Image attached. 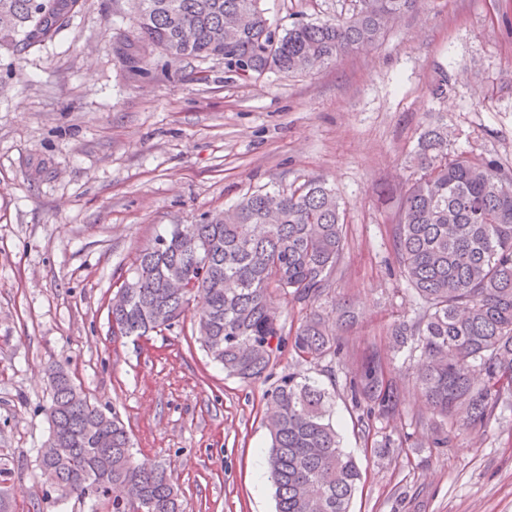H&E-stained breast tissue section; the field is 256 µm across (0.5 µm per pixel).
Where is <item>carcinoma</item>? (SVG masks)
<instances>
[{
    "mask_svg": "<svg viewBox=\"0 0 512 512\" xmlns=\"http://www.w3.org/2000/svg\"><path fill=\"white\" fill-rule=\"evenodd\" d=\"M260 0H131L137 39L173 59L244 60L250 73H306L379 41L421 0H355L348 16L273 27ZM82 0H0V46L54 39ZM420 174L399 191L392 247L411 290L414 316L393 325L396 351L415 359L413 379L432 417L429 447H448V429L486 431L512 399V167L448 157V132L426 129L413 157ZM345 246L338 193L311 178L285 193L258 189L201 224H175L141 250L112 306L124 336L171 328L201 295L194 314L206 355L229 377L266 378L286 349L310 364L343 355L336 322L307 317L284 332L277 298L313 305L329 294ZM191 287L175 293L171 275ZM49 436L37 463L55 500H89L94 512H179L167 469L133 461L118 415L90 402L61 367L50 368ZM360 420L399 411L400 387L369 352L345 374ZM267 465L276 512H350L362 478L332 420L319 379L283 374L266 393ZM11 468L0 461V512H18Z\"/></svg>",
    "mask_w": 512,
    "mask_h": 512,
    "instance_id": "1",
    "label": "carcinoma"
}]
</instances>
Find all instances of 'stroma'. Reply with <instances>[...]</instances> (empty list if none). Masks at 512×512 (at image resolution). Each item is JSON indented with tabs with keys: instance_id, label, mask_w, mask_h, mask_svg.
<instances>
[{
	"instance_id": "stroma-1",
	"label": "stroma",
	"mask_w": 512,
	"mask_h": 512,
	"mask_svg": "<svg viewBox=\"0 0 512 512\" xmlns=\"http://www.w3.org/2000/svg\"><path fill=\"white\" fill-rule=\"evenodd\" d=\"M261 6L285 30L353 3ZM436 122L449 154L512 166V0H423L372 47L293 77L170 60L137 42L127 0H83L54 39L1 46L0 457L27 512H91L55 503L37 468L52 364L117 412L136 461L167 466L181 512H276L271 483L255 481L270 382L211 364L189 316L144 338L115 333L109 302L170 225L317 177L341 196L346 244L315 308L345 300L357 314L336 369L390 349L392 323L414 308L394 263L395 190L416 177L411 156ZM401 398L394 418L365 424L335 387L333 419L363 472L352 512H512V411L431 448L411 381Z\"/></svg>"
}]
</instances>
